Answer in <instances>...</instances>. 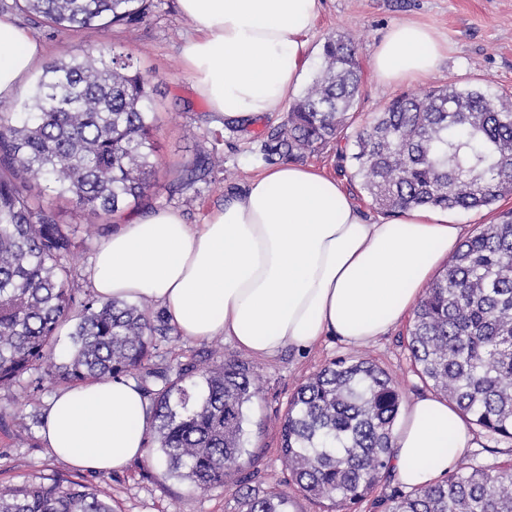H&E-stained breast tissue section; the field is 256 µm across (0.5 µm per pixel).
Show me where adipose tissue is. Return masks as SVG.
<instances>
[{"mask_svg":"<svg viewBox=\"0 0 512 512\" xmlns=\"http://www.w3.org/2000/svg\"><path fill=\"white\" fill-rule=\"evenodd\" d=\"M195 36L185 70L211 112L249 120L280 111L309 56L322 0H178ZM43 48L0 15V100L9 99ZM443 57L434 30L395 24L369 65L383 83L429 76ZM464 234L424 208L367 220L336 179L313 168L265 169L204 223L175 209L119 225L96 248L89 279L98 299L159 305L186 339L228 337L247 356L272 359L335 336L360 345L398 326ZM149 401L125 378L60 389L44 410L55 456L99 473L143 457ZM474 436L455 406L411 400L392 434L391 471L406 488L443 480Z\"/></svg>","mask_w":512,"mask_h":512,"instance_id":"ef3b65f1","label":"adipose tissue"}]
</instances>
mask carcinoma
Listing matches in <instances>:
<instances>
[{"label": "carcinoma", "instance_id": "cac0c4a2", "mask_svg": "<svg viewBox=\"0 0 512 512\" xmlns=\"http://www.w3.org/2000/svg\"><path fill=\"white\" fill-rule=\"evenodd\" d=\"M57 30L142 18L148 0H13ZM350 36L327 38L311 82L286 122L268 128L267 164L297 161L355 122L362 67ZM154 81L129 52H66L41 66L31 95L0 112V384L19 383L55 357L57 330L73 322L55 365L60 379L137 374L153 381L155 451L167 473L198 490L224 484L249 455L243 435L256 396L238 360L175 375L146 366L169 328L145 302L81 299L69 288L74 231L27 192L31 177L93 214L137 202L155 170ZM354 175L388 213L417 207L479 210L512 193V101L453 84L390 101L361 127ZM422 377L487 431L512 437V211L465 240L423 294L409 330ZM392 378L338 360L301 385L281 426L297 485L349 512L389 469L400 407ZM244 512H292L288 491L246 493ZM386 512H512V465L472 467L383 500ZM0 512H115L104 491L66 479L0 490Z\"/></svg>", "mask_w": 512, "mask_h": 512}]
</instances>
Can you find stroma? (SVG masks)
I'll return each mask as SVG.
<instances>
[{
    "label": "stroma",
    "mask_w": 512,
    "mask_h": 512,
    "mask_svg": "<svg viewBox=\"0 0 512 512\" xmlns=\"http://www.w3.org/2000/svg\"><path fill=\"white\" fill-rule=\"evenodd\" d=\"M148 2L142 19L71 31L54 30L37 16L14 15L20 26L41 41V63L66 51L115 48L132 53L138 67L153 76L157 85L153 97L156 174L139 205L101 218L58 197L44 179L28 182L29 194L53 206L60 222L71 225L75 232L70 263L73 286L83 294L92 290L88 270L96 246L112 229L161 208L179 210L187 223H204L211 211L223 206L228 194L241 190L264 170L260 148L265 127L287 118L281 111L238 124L233 131L226 120L213 119L183 65L181 51L194 31L181 15L178 0ZM402 21L433 26L447 40L448 54L425 79L400 85L380 82L370 70H363L356 125L371 121L397 96L448 84L474 86L512 98V0H323L321 16L309 35L313 55L301 72V84L311 81L329 36L347 34L356 39L360 60L365 63L390 28ZM353 150L349 142L341 148L331 145L307 155L303 163L339 181L364 217L378 216L358 180L351 177V160L340 157L341 152ZM408 330L403 324L362 345H348L328 336L311 348L288 349L267 360L244 357L223 336L194 342L173 330L167 338L158 339L149 360L152 367L174 372L192 364L202 371L226 359L244 360L259 389L244 435L253 459L244 461L241 472L224 484L204 491L190 489L186 482L169 476L164 465L149 455L108 475L86 472L52 457L40 434L41 415L48 398L65 383L54 377L50 368H42L37 372L41 389L32 401L20 398L19 384L0 385V486L64 477L107 491L116 512H242V495L247 489L263 492L279 487L290 493L293 512H323L321 503L297 487L281 452V422L289 402L302 383L343 358L365 360L386 371L402 403L432 394L411 357ZM472 431L476 446L458 462V469L512 462V438L491 434L477 425Z\"/></svg>",
    "instance_id": "stroma-1"
}]
</instances>
